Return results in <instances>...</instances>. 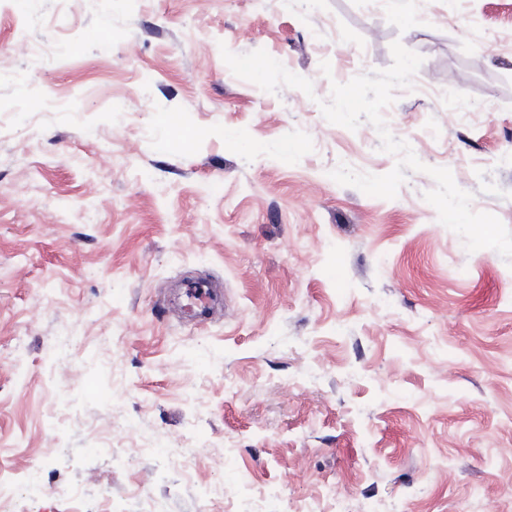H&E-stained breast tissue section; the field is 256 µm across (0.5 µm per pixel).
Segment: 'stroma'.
Segmentation results:
<instances>
[{"instance_id": "35a3bbf8", "label": "stroma", "mask_w": 512, "mask_h": 512, "mask_svg": "<svg viewBox=\"0 0 512 512\" xmlns=\"http://www.w3.org/2000/svg\"><path fill=\"white\" fill-rule=\"evenodd\" d=\"M396 41L423 63L389 131L512 229V0H0L19 512H512V264L440 223L426 173L391 200L330 176L396 163L319 107ZM195 281L223 291L200 324L171 302Z\"/></svg>"}]
</instances>
